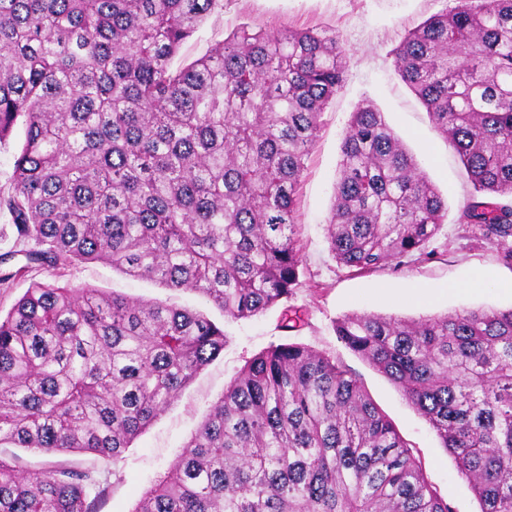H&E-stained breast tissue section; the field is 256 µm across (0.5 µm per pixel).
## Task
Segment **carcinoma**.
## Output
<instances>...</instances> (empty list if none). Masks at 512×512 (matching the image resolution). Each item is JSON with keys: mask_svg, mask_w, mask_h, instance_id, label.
<instances>
[{"mask_svg": "<svg viewBox=\"0 0 512 512\" xmlns=\"http://www.w3.org/2000/svg\"><path fill=\"white\" fill-rule=\"evenodd\" d=\"M223 0H0V191L33 269L104 262L204 295L225 318L288 302L303 274L293 213L346 49L244 24L189 63ZM395 69L479 200L458 222L512 264V0H456L409 31ZM448 202L382 112L360 104L327 225L354 275L426 255ZM337 339L403 393L480 512H512V309L352 313ZM186 308L35 282L0 316V448L117 461L224 350ZM96 471L0 456V512H96ZM134 512H450L390 420L336 359L273 345L225 389ZM23 138V129L17 128L15 140L11 142L8 148H0V188L8 190L13 172L14 156L19 146V141Z\"/></svg>", "mask_w": 512, "mask_h": 512, "instance_id": "obj_1", "label": "carcinoma"}]
</instances>
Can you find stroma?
I'll use <instances>...</instances> for the list:
<instances>
[{
  "instance_id": "1",
  "label": "stroma",
  "mask_w": 512,
  "mask_h": 512,
  "mask_svg": "<svg viewBox=\"0 0 512 512\" xmlns=\"http://www.w3.org/2000/svg\"><path fill=\"white\" fill-rule=\"evenodd\" d=\"M455 0H224L183 46L191 60L209 52L238 26L284 32L313 29L335 34L347 49L346 80L322 113L315 145L298 190L295 219L303 256L301 284L288 304L302 314L299 327H281L282 309L236 322H224L206 299L172 291L157 283L87 263L67 270L63 280L75 287L117 291L134 299L186 306L223 323V352L202 370L179 398L127 448L105 464L107 489L98 512H133L141 494L159 480L180 454L197 426L220 399L246 362L270 346L297 342L346 365L374 404L412 445L426 473L452 512H480L470 485L461 479L452 457L435 432L398 388L338 340L335 321L351 312H375L402 318L467 309L512 307V265L493 244L475 239L457 221L473 189L456 153L434 128L425 108L401 81L392 51L423 20ZM370 102L415 155L420 170L448 201V216L430 240L429 258L354 276L334 260L326 225L333 201L340 145L351 114Z\"/></svg>"
}]
</instances>
